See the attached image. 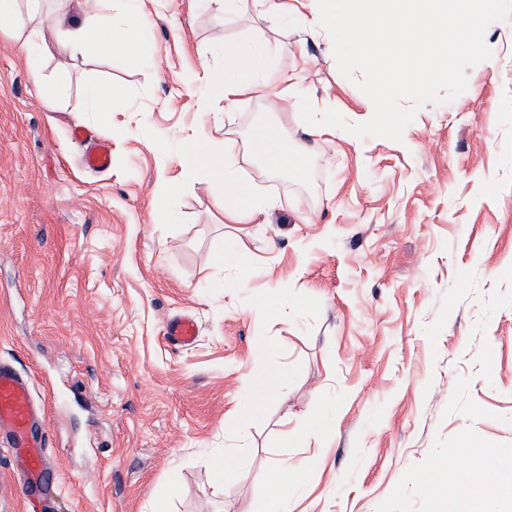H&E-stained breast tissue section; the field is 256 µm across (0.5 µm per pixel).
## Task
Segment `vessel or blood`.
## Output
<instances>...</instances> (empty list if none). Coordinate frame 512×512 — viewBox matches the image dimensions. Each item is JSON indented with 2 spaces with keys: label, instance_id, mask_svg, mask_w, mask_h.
Masks as SVG:
<instances>
[{
  "label": "vessel or blood",
  "instance_id": "b4317fda",
  "mask_svg": "<svg viewBox=\"0 0 512 512\" xmlns=\"http://www.w3.org/2000/svg\"><path fill=\"white\" fill-rule=\"evenodd\" d=\"M72 136L87 146L83 158L86 168L101 172L110 167L112 156L107 143L89 144L88 133L80 127L73 129ZM164 334L173 343L188 346L198 335V325L190 316H179L166 323ZM36 420L37 406L28 377L0 365V427L8 431L15 448L25 451L21 487L27 497L44 494L54 471L45 454L46 436L36 430Z\"/></svg>",
  "mask_w": 512,
  "mask_h": 512
}]
</instances>
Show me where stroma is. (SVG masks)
<instances>
[{
  "label": "stroma",
  "mask_w": 512,
  "mask_h": 512,
  "mask_svg": "<svg viewBox=\"0 0 512 512\" xmlns=\"http://www.w3.org/2000/svg\"><path fill=\"white\" fill-rule=\"evenodd\" d=\"M281 3L150 0L136 62L67 59L49 28L28 52L25 11L0 35V363L45 406L51 512H154L166 488L170 512H249L260 471L284 464L307 469L288 512H453L423 476L453 479V449L512 450V17L485 31L494 66L468 68L401 140L323 133L297 175L243 163L271 206L227 225L182 167L187 137L243 146L265 125L295 142L302 94L369 118L302 0ZM253 43L297 97L225 110L222 48ZM92 83L120 92L115 112L71 111ZM75 125L111 143L109 170L83 167ZM270 290L290 299L281 315L257 307ZM181 313L199 325L185 347L164 337ZM281 363L282 394L232 424L252 374ZM315 417L332 426L311 437ZM227 448L252 465L221 486L209 460ZM16 483L0 433V512H30Z\"/></svg>",
  "instance_id": "stroma-1"
}]
</instances>
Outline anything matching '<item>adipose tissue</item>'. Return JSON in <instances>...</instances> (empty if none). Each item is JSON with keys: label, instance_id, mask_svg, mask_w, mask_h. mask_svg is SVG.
<instances>
[{"label": "adipose tissue", "instance_id": "adipose-tissue-1", "mask_svg": "<svg viewBox=\"0 0 512 512\" xmlns=\"http://www.w3.org/2000/svg\"><path fill=\"white\" fill-rule=\"evenodd\" d=\"M146 0H125V16L122 24H103L94 34H86L79 18H59L44 14L40 23L55 26L64 36L63 47L71 57L85 58L112 52L121 46L127 52H134L131 40L133 21L143 11ZM307 150L304 142L287 145L279 133L271 127L260 126L253 132L247 158L261 160L264 166L275 172L296 171L297 160ZM241 153L236 142L231 139L208 141L199 138L189 139L184 146V159L193 170L203 172L206 177L221 184L222 189L213 198L217 211L226 221L242 224L251 221L264 206L265 201L252 184L242 176L237 164ZM287 365L267 370L249 387L245 397L235 406L232 419L235 423H245L255 418L263 400L280 393L288 381ZM263 481L274 488L275 493L256 499L250 512H285L290 494L299 491L301 484L298 471L281 466H271L262 473Z\"/></svg>", "mask_w": 512, "mask_h": 512}]
</instances>
